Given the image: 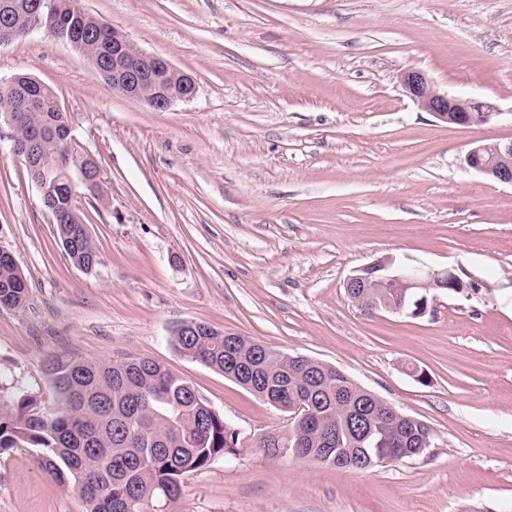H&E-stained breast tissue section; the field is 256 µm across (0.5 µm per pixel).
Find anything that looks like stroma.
<instances>
[{
    "instance_id": "1",
    "label": "stroma",
    "mask_w": 512,
    "mask_h": 512,
    "mask_svg": "<svg viewBox=\"0 0 512 512\" xmlns=\"http://www.w3.org/2000/svg\"><path fill=\"white\" fill-rule=\"evenodd\" d=\"M82 4L196 93L155 111L44 34L0 46V77L54 88L104 179L81 204L102 257L87 273L0 153V245L29 284L23 309H0V385L50 407V354L167 365L242 441L188 474L178 512H512V187L462 163L512 139V0ZM410 67L495 116L439 121L404 92ZM387 257L455 268L470 288L420 318L365 316L344 282ZM187 321L336 367L426 423L430 448L362 473L266 457L258 437L287 414L181 356L172 332ZM0 512L86 506L13 449Z\"/></svg>"
}]
</instances>
